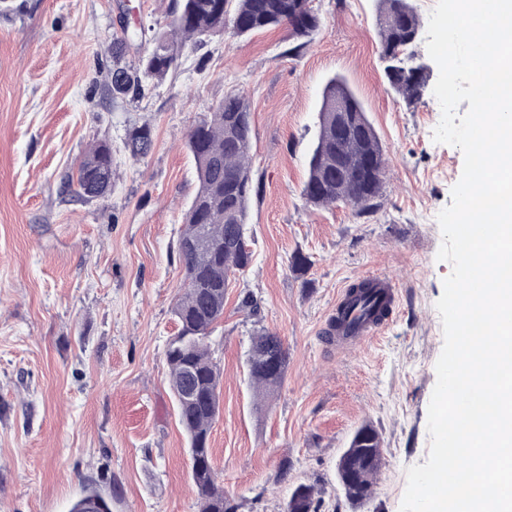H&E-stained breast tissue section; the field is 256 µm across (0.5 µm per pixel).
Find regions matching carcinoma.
I'll return each mask as SVG.
<instances>
[{
	"mask_svg": "<svg viewBox=\"0 0 512 512\" xmlns=\"http://www.w3.org/2000/svg\"><path fill=\"white\" fill-rule=\"evenodd\" d=\"M379 59L390 87L407 106L419 103L426 92L423 73L406 68L405 59L417 43L421 18L412 0H379L377 14ZM283 27L299 51L325 27L313 0H175L169 30L157 33L138 63L125 56L136 32L112 35V70L107 96L112 101L138 102L148 82L161 81L177 69L188 47L198 48L206 37L227 32L233 37ZM351 127L342 138L337 122ZM153 144V129L146 121L130 128L124 148L136 161L145 159ZM252 125L249 101L240 94L224 97L189 130L186 148L196 164L197 189L184 213L178 238L183 286L174 308L178 332L171 337L165 356L169 386L192 393L176 401L179 423L187 434L191 479L199 512H237L238 505L224 495V485L213 465L211 430L219 414L223 372L210 348L213 327L224 318V297L230 275L245 271L252 261L245 237L247 208L255 190L251 167ZM386 159L381 141L347 84L331 79L324 88L317 139L308 160L302 187L305 202L314 207L338 203L352 205L357 214H370L384 185ZM75 182L85 200L105 197L115 182L112 147H91L79 164ZM248 366L255 387L269 394L281 384L288 368V347L267 329L254 332ZM379 433L363 425L353 434L339 460L337 476L351 503L362 504L372 493L381 470ZM314 485L300 482L291 489L285 512H318ZM70 512H112V499L89 488Z\"/></svg>",
	"mask_w": 512,
	"mask_h": 512,
	"instance_id": "1",
	"label": "carcinoma"
}]
</instances>
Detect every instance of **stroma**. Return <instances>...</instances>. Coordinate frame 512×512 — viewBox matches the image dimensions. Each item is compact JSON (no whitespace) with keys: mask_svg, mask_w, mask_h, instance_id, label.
I'll return each mask as SVG.
<instances>
[{"mask_svg":"<svg viewBox=\"0 0 512 512\" xmlns=\"http://www.w3.org/2000/svg\"><path fill=\"white\" fill-rule=\"evenodd\" d=\"M325 28L299 52L276 28L211 37L137 103L111 102V36L165 30L172 0H0V512H69L87 487L112 512H199L187 438L165 350L178 330L176 242L195 190L185 135L230 92L251 103L249 268L232 276L209 338L223 370L211 432L214 466L238 512H283L299 482L319 512H399L407 468L429 455L428 406L444 344L436 303L440 210L463 154L434 141L433 92L407 106L378 58V0H314ZM355 93L388 159L376 211L314 208L301 196L322 92ZM150 121L148 157L124 149ZM112 146L109 196L80 201L67 184L94 144ZM310 267L291 270L295 255ZM382 274L397 289L387 326L339 352L326 337L344 285ZM258 317L240 306L245 293ZM288 347L281 385L259 396L245 355L257 327ZM382 438L367 502H348L336 462L361 426ZM287 481H277L280 464Z\"/></svg>","mask_w":512,"mask_h":512,"instance_id":"obj_1","label":"stroma"}]
</instances>
